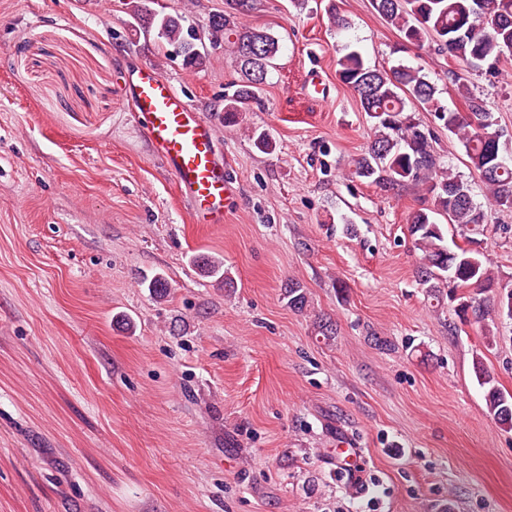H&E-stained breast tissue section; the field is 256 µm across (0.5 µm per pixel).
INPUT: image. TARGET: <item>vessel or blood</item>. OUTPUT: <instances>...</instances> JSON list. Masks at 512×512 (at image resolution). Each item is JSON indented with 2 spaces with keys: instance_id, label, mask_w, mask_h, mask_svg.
Masks as SVG:
<instances>
[{
  "instance_id": "obj_1",
  "label": "vessel or blood",
  "mask_w": 512,
  "mask_h": 512,
  "mask_svg": "<svg viewBox=\"0 0 512 512\" xmlns=\"http://www.w3.org/2000/svg\"><path fill=\"white\" fill-rule=\"evenodd\" d=\"M124 96L154 155L173 173L182 196L191 202L194 223H223L231 183L214 123L149 64L132 74Z\"/></svg>"
}]
</instances>
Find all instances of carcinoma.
<instances>
[{"label": "carcinoma", "mask_w": 512, "mask_h": 512, "mask_svg": "<svg viewBox=\"0 0 512 512\" xmlns=\"http://www.w3.org/2000/svg\"><path fill=\"white\" fill-rule=\"evenodd\" d=\"M502 0H486L487 10L475 12L476 0H372L376 13L394 27L401 39L422 48L433 44L448 57L453 67L448 73L457 81V94L465 110L449 111L441 105L438 90L420 68L398 66L386 70L365 64L352 50L337 59L339 80L357 96L360 108L371 120V136L364 152L355 160L350 175L364 179L384 191L400 186L422 187L432 207L419 208L409 216V232L419 251L416 278L424 294L440 300L442 286L473 288L474 293L458 295V316L487 320L489 309L480 295L504 292L502 307H509L508 286L500 283L484 263L480 252L448 246V230L438 217L469 231L486 222V213L472 200L470 189L452 169L442 165L433 147V138L418 117L432 112L448 133L462 144L471 166L487 192L489 205L512 209V158L501 156V134L485 111L483 101L463 82L459 71L484 63L506 65L512 46V11L499 13ZM153 0H129V12L136 21L134 31H156L158 48H173L187 65L202 68L209 55L198 48V35L185 28L180 15H161L150 4ZM252 10L251 0H228V10L212 17L208 34L227 43L239 71V79L224 95V125L236 126L243 112L259 101L261 85L279 52V39L267 28L249 27L242 18ZM193 264L204 275L224 287L233 281L224 273V262L198 255ZM288 306L298 312L308 306V297L297 281L284 288ZM474 372L486 388L489 414L504 430H512V396L496 384L494 375L475 357Z\"/></svg>", "instance_id": "carcinoma-1"}]
</instances>
